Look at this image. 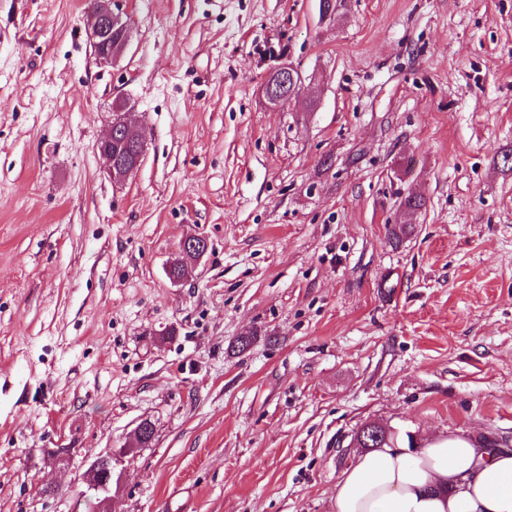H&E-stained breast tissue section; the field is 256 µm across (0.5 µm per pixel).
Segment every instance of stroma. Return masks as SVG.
Instances as JSON below:
<instances>
[{
	"label": "stroma",
	"mask_w": 512,
	"mask_h": 512,
	"mask_svg": "<svg viewBox=\"0 0 512 512\" xmlns=\"http://www.w3.org/2000/svg\"><path fill=\"white\" fill-rule=\"evenodd\" d=\"M111 7L102 64L92 0H0V512H72L110 448L112 512H334L365 424L512 440V0ZM111 3L112 0L92 1L93 47L97 58L102 62L112 61L128 41L127 35L122 34L118 43L112 45V37L117 38L119 35L117 30L112 34V28L117 22H121V18L112 11ZM276 75V83H272L270 85H265L262 88L263 95H278L282 99H285L288 96L290 98V94H286L283 96L282 92H289L288 85L292 83V87L297 84V79L302 80L301 74L299 70L291 64H283L279 67ZM299 76V77H298ZM124 106H119L118 113H116V116L110 125V128L108 130V133L106 136L101 140V142L98 145L99 152L101 155L105 158L108 168L107 173L110 178H113L115 180H120L125 178L127 175H129L133 170L125 169L121 163L112 156V151H119L126 155H131L134 145L124 144L122 141H113V138H116V132L119 131L122 135V139L124 142H133L131 133H130V124L127 121L126 114L128 112H121V109ZM208 250V242L201 236H190L183 239L178 247V258L172 263L176 270L172 273L173 280H180L185 275L188 263L197 261Z\"/></svg>",
	"instance_id": "1"
}]
</instances>
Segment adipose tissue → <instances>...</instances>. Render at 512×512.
<instances>
[{
	"mask_svg": "<svg viewBox=\"0 0 512 512\" xmlns=\"http://www.w3.org/2000/svg\"><path fill=\"white\" fill-rule=\"evenodd\" d=\"M335 512H512V451L457 434L417 448L406 433L359 452L336 484Z\"/></svg>",
	"mask_w": 512,
	"mask_h": 512,
	"instance_id": "ef3b65f1",
	"label": "adipose tissue"
}]
</instances>
